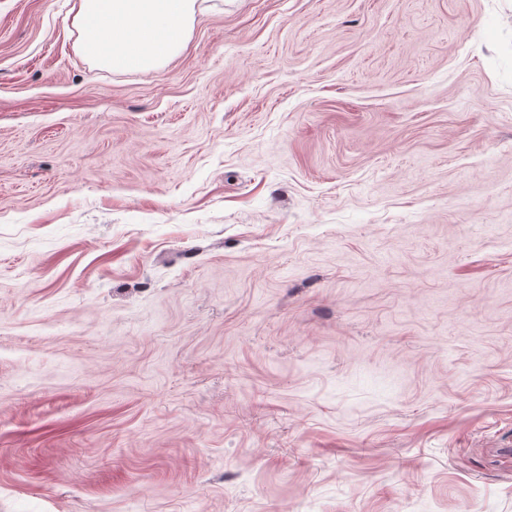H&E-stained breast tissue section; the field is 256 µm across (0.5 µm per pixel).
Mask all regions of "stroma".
<instances>
[{
  "label": "stroma",
  "mask_w": 512,
  "mask_h": 512,
  "mask_svg": "<svg viewBox=\"0 0 512 512\" xmlns=\"http://www.w3.org/2000/svg\"><path fill=\"white\" fill-rule=\"evenodd\" d=\"M78 7L0 0V512H512V0ZM205 0H80V51L112 70L150 68L183 47Z\"/></svg>",
  "instance_id": "stroma-1"
}]
</instances>
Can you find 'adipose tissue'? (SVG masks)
<instances>
[{"instance_id":"adipose-tissue-1","label":"adipose tissue","mask_w":512,"mask_h":512,"mask_svg":"<svg viewBox=\"0 0 512 512\" xmlns=\"http://www.w3.org/2000/svg\"><path fill=\"white\" fill-rule=\"evenodd\" d=\"M201 0H80V50L114 70L150 68L183 47Z\"/></svg>"}]
</instances>
